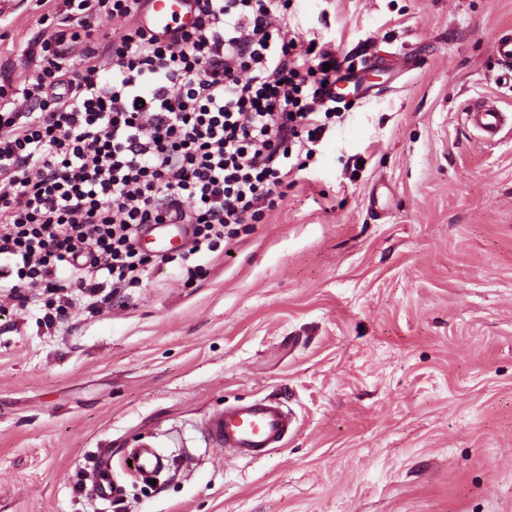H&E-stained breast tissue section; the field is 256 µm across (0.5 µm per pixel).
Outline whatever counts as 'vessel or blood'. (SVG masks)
<instances>
[{
    "label": "vessel or blood",
    "instance_id": "vessel-or-blood-1",
    "mask_svg": "<svg viewBox=\"0 0 512 512\" xmlns=\"http://www.w3.org/2000/svg\"><path fill=\"white\" fill-rule=\"evenodd\" d=\"M195 12L194 0H149L142 22L152 32L166 36L178 25H191ZM495 55L502 82L512 87L511 33L497 41ZM373 67L374 61L368 56L361 59L359 67L341 68L336 76L337 88L347 90L356 100L368 99L373 86L366 75ZM463 115L466 124L477 130L488 143L500 141L504 129L512 130V114L490 101L478 100L466 105ZM186 239L187 227L183 224H155L144 235L145 243L151 244L160 254L173 249L175 244L185 243ZM291 429L292 420L282 402L276 398H262L229 405L208 415L202 432L209 442L223 448L225 455L260 460L281 447ZM123 458L130 463V475L142 480L158 476L166 461L162 451L149 440L135 441L124 452ZM111 464V450L103 449L91 489L104 500L120 497L123 493L122 485L112 479Z\"/></svg>",
    "mask_w": 512,
    "mask_h": 512
}]
</instances>
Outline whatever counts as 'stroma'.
Listing matches in <instances>:
<instances>
[{"instance_id":"35a3bbf8","label":"stroma","mask_w":512,"mask_h":512,"mask_svg":"<svg viewBox=\"0 0 512 512\" xmlns=\"http://www.w3.org/2000/svg\"><path fill=\"white\" fill-rule=\"evenodd\" d=\"M63 0H0L14 98ZM301 33L373 54L352 103L279 208L200 258L153 267L65 323L0 297V512H512V139L460 107L498 97L512 0H300ZM281 400L296 423L265 459L201 424ZM162 448L156 483L86 486L101 449Z\"/></svg>"}]
</instances>
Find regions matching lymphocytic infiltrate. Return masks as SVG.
Wrapping results in <instances>:
<instances>
[{"label":"lymphocytic infiltrate","instance_id":"f902f5d3","mask_svg":"<svg viewBox=\"0 0 512 512\" xmlns=\"http://www.w3.org/2000/svg\"><path fill=\"white\" fill-rule=\"evenodd\" d=\"M171 38L147 0H64L32 77L0 107V269L10 294L76 288L94 304L138 287L149 224H187L179 258L274 210L341 109L338 53L292 24L293 0H196ZM122 26L105 45L88 19Z\"/></svg>","mask_w":512,"mask_h":512}]
</instances>
